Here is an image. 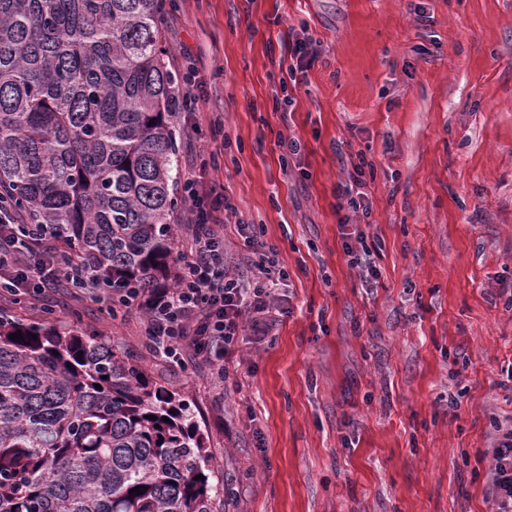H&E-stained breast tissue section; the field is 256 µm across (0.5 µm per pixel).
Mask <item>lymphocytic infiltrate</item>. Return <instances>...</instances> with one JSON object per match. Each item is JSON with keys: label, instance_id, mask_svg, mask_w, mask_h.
<instances>
[{"label": "lymphocytic infiltrate", "instance_id": "lymphocytic-infiltrate-1", "mask_svg": "<svg viewBox=\"0 0 512 512\" xmlns=\"http://www.w3.org/2000/svg\"><path fill=\"white\" fill-rule=\"evenodd\" d=\"M190 200L189 235L171 281L160 282L148 293L124 289L119 298L127 308L145 316L149 348L169 363L180 365L185 355L208 366L212 377L224 381L235 346L244 329L268 335L281 308L275 288L283 277L277 270L275 249L255 225L236 223L240 250L236 265L224 257V226L236 209L226 197L212 194L198 177L185 181ZM14 217L0 214V298L19 291L39 297L54 287L64 268H73L91 294L100 286L91 267L70 264L54 253V233L48 225L32 229V246L10 251L8 238ZM491 458L487 482L494 512H512V418L495 422L487 436Z\"/></svg>", "mask_w": 512, "mask_h": 512}]
</instances>
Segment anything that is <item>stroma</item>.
Listing matches in <instances>:
<instances>
[{
    "label": "stroma",
    "mask_w": 512,
    "mask_h": 512,
    "mask_svg": "<svg viewBox=\"0 0 512 512\" xmlns=\"http://www.w3.org/2000/svg\"><path fill=\"white\" fill-rule=\"evenodd\" d=\"M165 37L196 75L181 176L262 225L285 315L215 383L68 279L0 306L95 330L183 395L215 512H490L480 452L512 417V0H174ZM356 155L372 284L336 213Z\"/></svg>",
    "instance_id": "1"
}]
</instances>
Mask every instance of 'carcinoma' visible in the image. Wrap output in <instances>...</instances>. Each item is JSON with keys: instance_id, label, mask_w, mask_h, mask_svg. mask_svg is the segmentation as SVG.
Masks as SVG:
<instances>
[{"instance_id": "carcinoma-1", "label": "carcinoma", "mask_w": 512, "mask_h": 512, "mask_svg": "<svg viewBox=\"0 0 512 512\" xmlns=\"http://www.w3.org/2000/svg\"><path fill=\"white\" fill-rule=\"evenodd\" d=\"M164 15L163 0H0V208L115 290L171 271ZM211 471L194 411L134 356L0 309V512H214Z\"/></svg>"}]
</instances>
